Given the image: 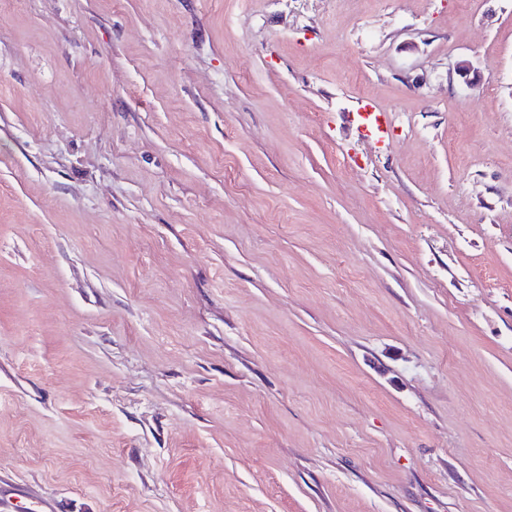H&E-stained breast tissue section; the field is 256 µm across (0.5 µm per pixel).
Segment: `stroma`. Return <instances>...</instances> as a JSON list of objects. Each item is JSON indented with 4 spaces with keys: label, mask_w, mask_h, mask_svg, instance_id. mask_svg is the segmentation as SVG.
<instances>
[{
    "label": "stroma",
    "mask_w": 512,
    "mask_h": 512,
    "mask_svg": "<svg viewBox=\"0 0 512 512\" xmlns=\"http://www.w3.org/2000/svg\"><path fill=\"white\" fill-rule=\"evenodd\" d=\"M0 512H512V0H0Z\"/></svg>",
    "instance_id": "1"
}]
</instances>
